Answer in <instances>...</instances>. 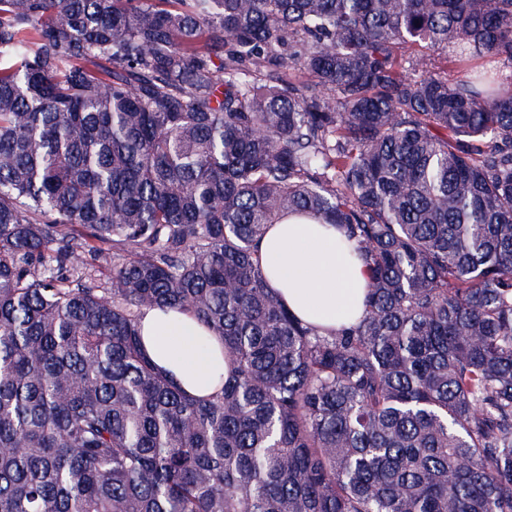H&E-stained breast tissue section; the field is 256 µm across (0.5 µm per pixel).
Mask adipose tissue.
<instances>
[{"label": "adipose tissue", "instance_id": "obj_1", "mask_svg": "<svg viewBox=\"0 0 512 512\" xmlns=\"http://www.w3.org/2000/svg\"><path fill=\"white\" fill-rule=\"evenodd\" d=\"M338 239L335 227L293 216L271 225L260 243L270 287L296 316L330 330L361 317L367 285ZM141 328L148 353L187 393L219 390L227 370L221 345L204 343L207 331L191 313L151 309Z\"/></svg>", "mask_w": 512, "mask_h": 512}]
</instances>
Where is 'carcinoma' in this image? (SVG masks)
Wrapping results in <instances>:
<instances>
[{"label":"carcinoma","instance_id":"carcinoma-1","mask_svg":"<svg viewBox=\"0 0 512 512\" xmlns=\"http://www.w3.org/2000/svg\"><path fill=\"white\" fill-rule=\"evenodd\" d=\"M496 60L512 0H0V512H512ZM292 214L362 263L357 323L269 287ZM141 328L148 353L187 393L208 396L219 390L227 370L221 344L203 342L210 334L191 313L151 309L142 316Z\"/></svg>","mask_w":512,"mask_h":512}]
</instances>
